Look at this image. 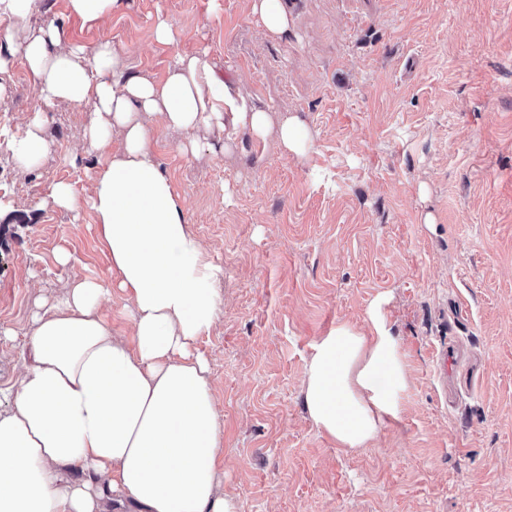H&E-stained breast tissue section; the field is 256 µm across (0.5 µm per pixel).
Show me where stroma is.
<instances>
[{"label": "stroma", "mask_w": 512, "mask_h": 512, "mask_svg": "<svg viewBox=\"0 0 512 512\" xmlns=\"http://www.w3.org/2000/svg\"><path fill=\"white\" fill-rule=\"evenodd\" d=\"M82 27L66 0L34 24L111 41L158 80L176 52L207 49L272 122L298 116L313 147L239 131L230 148L199 129L155 125L160 170L220 270L219 315L198 342L224 425L220 491L237 512H512V0H282L272 38L251 0H123ZM176 30L154 38L157 15ZM0 383L30 359L36 296L74 278L111 280L94 213L45 205L57 181L85 193L104 156L83 150L90 106L46 107L50 153L16 166L7 142L38 101L22 63L0 75ZM71 261L60 265L57 257ZM383 313L407 382L400 415L367 448L313 424L302 385L311 346L336 324ZM461 358L447 387L432 349Z\"/></svg>", "instance_id": "35a3bbf8"}]
</instances>
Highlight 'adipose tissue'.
Wrapping results in <instances>:
<instances>
[{
  "label": "adipose tissue",
  "instance_id": "obj_1",
  "mask_svg": "<svg viewBox=\"0 0 512 512\" xmlns=\"http://www.w3.org/2000/svg\"><path fill=\"white\" fill-rule=\"evenodd\" d=\"M39 2L0 0V74L19 59L40 102L92 104L87 149L110 159L91 195L57 182L46 202L72 212L90 206L112 279L77 278L61 298L34 301L31 360L0 387V512H107L106 500L126 496L140 512H237L219 491L224 427L196 350L222 303L217 270L156 162L149 121L184 133L179 150L188 154L197 128L228 141L241 130L262 139L270 117L217 74L207 50L177 54L156 81L130 73L111 43L90 47L55 23L31 25ZM46 123L35 111L10 141L19 166L36 167L49 152ZM116 129L123 143L115 149ZM114 294L132 337L113 335L99 312ZM405 383L376 307L368 329L340 323L313 344L304 402L337 445L361 448L398 418Z\"/></svg>",
  "mask_w": 512,
  "mask_h": 512
}]
</instances>
